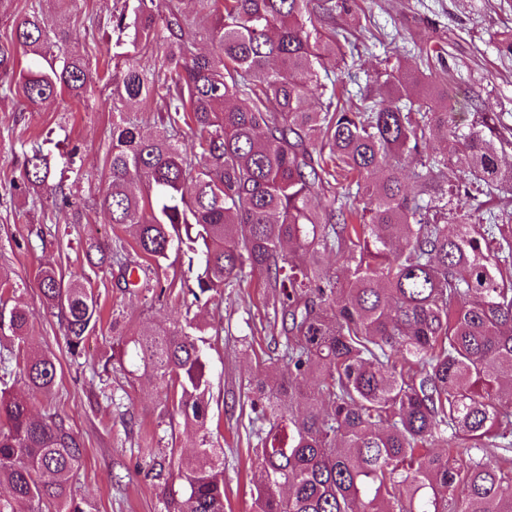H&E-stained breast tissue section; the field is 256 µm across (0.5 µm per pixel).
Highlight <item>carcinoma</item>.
<instances>
[{"label":"carcinoma","mask_w":512,"mask_h":512,"mask_svg":"<svg viewBox=\"0 0 512 512\" xmlns=\"http://www.w3.org/2000/svg\"><path fill=\"white\" fill-rule=\"evenodd\" d=\"M125 0L112 30L131 29L112 71V150L99 201L108 223L132 229L155 266L176 249L198 260L196 287L157 284L158 301L222 296L257 275L274 290L279 355L257 362L250 407L260 481L253 512H512V212L476 224L441 223L437 203L466 184L512 195L487 121L466 133L437 108L439 79L400 68L378 74L381 99L346 105L327 92L340 33L315 21L334 0ZM212 50L195 51L196 37ZM72 38L39 10L0 38V76L39 111L58 95L85 98L99 80L89 63L59 54ZM163 49L140 62V46ZM51 57L48 68L21 57ZM154 95L162 129L145 134L125 112ZM191 145L179 139L182 127ZM442 132L455 142L440 155ZM409 158L413 191L397 173ZM47 155L24 154L23 188L49 186ZM125 247L84 244L92 268L119 266L134 288ZM332 255L341 279L321 258ZM58 310L71 355L101 320L91 285L53 268L37 275ZM0 281V336L25 339L24 307ZM206 327L191 319L127 334L112 320L103 369L166 386L164 412L195 429V451L168 472L165 512H224V449L207 418ZM19 371H14V368ZM50 355L0 351V512H87L73 494L80 437L56 414L36 416L16 381L56 385ZM444 452H438V449Z\"/></svg>","instance_id":"carcinoma-1"}]
</instances>
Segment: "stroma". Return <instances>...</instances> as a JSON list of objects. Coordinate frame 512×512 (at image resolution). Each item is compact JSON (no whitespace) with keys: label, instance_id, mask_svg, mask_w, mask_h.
<instances>
[{"label":"stroma","instance_id":"obj_1","mask_svg":"<svg viewBox=\"0 0 512 512\" xmlns=\"http://www.w3.org/2000/svg\"><path fill=\"white\" fill-rule=\"evenodd\" d=\"M123 0H39L48 24L73 31L70 53L104 65L116 50L110 19ZM332 26L346 29L358 51L348 67H336V90L354 97L376 74L392 66L423 70L433 45L444 48L448 72L446 105L460 127L479 124L483 114L498 118L500 136L512 142V0H346L333 13ZM112 90L96 85L84 102L61 96L40 111L25 109L18 92L0 89V272L17 285V299L29 313L24 346L54 354L56 388L35 396L36 411L51 408L80 436L86 454L75 489L91 512H164L161 487L147 477L145 439L157 441L160 454L186 455L195 436L161 414L165 386L153 378L103 372L102 358L112 342V323L135 333L179 319L181 309L152 297L148 285L129 293L116 274L97 271L91 285L101 301L102 321L72 357L53 310L42 301L36 279L53 266L66 274L88 272L86 239L122 240L126 258L144 265L131 234L109 224L96 202L108 185L105 161L112 147ZM41 145L54 182L63 193L18 189L23 154ZM70 207H63L62 197ZM273 298L261 279L251 277L225 289L223 297L201 296L191 312L204 324L219 323L207 347L211 384L213 440L224 449L225 512H253L254 462L247 441L250 407L247 384L258 361L252 340L270 341Z\"/></svg>","mask_w":512,"mask_h":512}]
</instances>
